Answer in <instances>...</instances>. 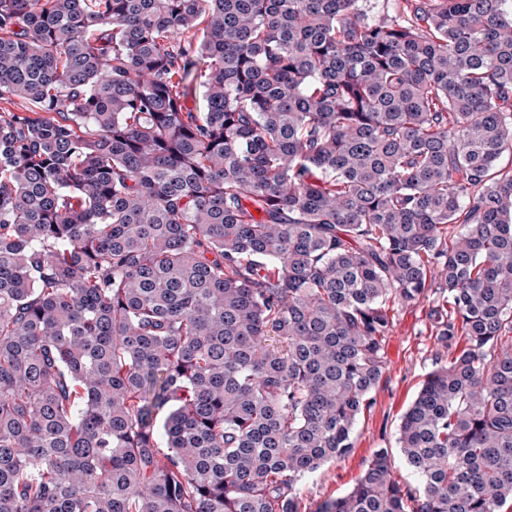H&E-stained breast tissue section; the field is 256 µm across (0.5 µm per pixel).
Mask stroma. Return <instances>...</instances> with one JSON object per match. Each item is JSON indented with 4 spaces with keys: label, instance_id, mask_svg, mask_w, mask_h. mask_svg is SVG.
<instances>
[{
    "label": "stroma",
    "instance_id": "stroma-1",
    "mask_svg": "<svg viewBox=\"0 0 512 512\" xmlns=\"http://www.w3.org/2000/svg\"><path fill=\"white\" fill-rule=\"evenodd\" d=\"M386 352L388 365L376 391V402L359 418L351 452L343 460L326 464L300 481V496L308 507H316L324 500L351 490L377 448L394 449L396 477L415 483V476L396 448L400 419L435 367L436 345L425 326L423 305L403 308L396 313L387 337Z\"/></svg>",
    "mask_w": 512,
    "mask_h": 512
}]
</instances>
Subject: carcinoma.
Here are the masks:
<instances>
[{
  "label": "carcinoma",
  "mask_w": 512,
  "mask_h": 512,
  "mask_svg": "<svg viewBox=\"0 0 512 512\" xmlns=\"http://www.w3.org/2000/svg\"><path fill=\"white\" fill-rule=\"evenodd\" d=\"M366 2L0 0V512H307L424 300L314 512L512 503V0ZM426 304L424 300L395 313L386 341L387 369L376 391V403L356 424L354 448L343 460L326 464L300 481V496L311 510L351 490L375 448H392L395 476L401 482L416 483L400 454L397 438L402 415L435 368L436 345L424 320Z\"/></svg>",
  "instance_id": "1"
}]
</instances>
